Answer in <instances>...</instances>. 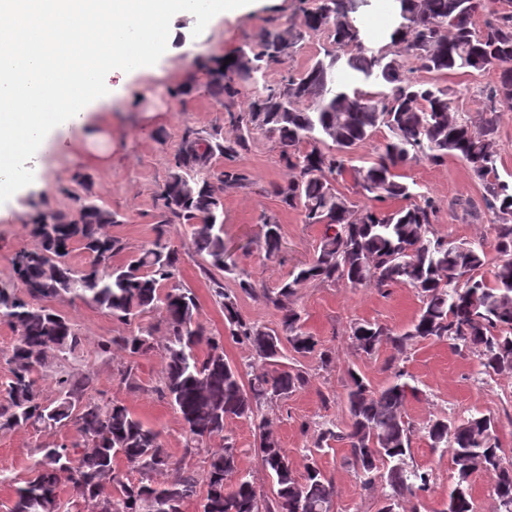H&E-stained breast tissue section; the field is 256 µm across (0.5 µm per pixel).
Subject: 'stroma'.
Returning <instances> with one entry per match:
<instances>
[{
  "label": "stroma",
  "mask_w": 512,
  "mask_h": 512,
  "mask_svg": "<svg viewBox=\"0 0 512 512\" xmlns=\"http://www.w3.org/2000/svg\"><path fill=\"white\" fill-rule=\"evenodd\" d=\"M177 25L184 31L182 52L174 58L160 57L156 73L136 78L135 103L116 97L101 106L82 134L72 136L42 158L38 185L0 203V286L16 285L13 259L17 252L40 249L41 241L32 232L38 212L72 215L80 201L96 202L117 217L116 223L104 228L105 234L122 243L115 263L127 262L160 234L178 247V282L195 294L198 322L209 333L223 337L225 358L247 373L254 352L248 343L227 337L224 308L204 271L206 262L183 225L164 221L158 193L169 178L173 156L186 132L221 140L238 134L230 114L246 109L249 96L241 94L235 103L228 104L210 95L208 85L217 58L258 52L262 31L281 28L292 36L295 46L283 60L267 63L265 79L276 84L286 73H302L323 58L332 46L331 38L305 26L299 0H254L245 13L218 19L207 33L197 29L194 18L188 16L178 18ZM413 77L451 88L455 111L474 115L483 109V90L496 82L498 71L492 68L475 76L459 73L439 77L418 70ZM388 135L387 128H380L370 142L354 149L349 171L336 182L357 205H364L366 199L355 185L353 171L369 165ZM250 141L249 150L234 161L246 175V182L224 191V242L238 269L237 274H223L224 288L235 295L236 309L243 319L276 330L285 309L292 308L300 312L306 330L319 341L318 352L293 359L294 365L307 372V384L265 406L270 430L287 449L297 476H304L314 461L333 480L334 512H378L383 489L378 484L370 488L362 485L348 462L346 447L332 442L317 449L313 442L322 422L332 420L341 427L348 424L345 394L349 370L364 374L379 389L392 380L396 368H405L418 388L417 396L409 398L405 406L413 426L407 462L432 475L429 490L421 495L423 512H440L453 482L451 458L448 451L430 446L425 426L441 417L459 420L493 415L501 446L512 460V371L485 374L477 352H459L448 342L434 339L409 341L399 352L386 346L371 355L359 350L350 337L354 323L377 322L398 335L410 328L422 301L414 290L401 285L378 290L310 281L281 306L266 302L264 292L276 290L295 267L317 253L324 228L306 223L300 210L288 208L272 194L273 184L294 176L281 157L276 139L265 129L255 128ZM403 174L416 193L437 200L436 231L480 241L488 247L483 275L492 279L498 263L492 250L493 216L481 209L483 190L468 167L452 157L439 164L420 160L406 167ZM266 216L275 217L281 226L282 247L274 256L266 255L259 245ZM242 278L251 282V292L239 287ZM54 306L76 325L82 341L75 353L48 359L38 382L45 402L57 397L54 378L58 370L92 374L95 383L89 398L124 404L160 431L165 448L177 460V467L153 472L154 482L169 484L184 472L204 478L209 454L223 448L229 437L238 451L240 471L261 494L270 495L271 478L258 456V434L250 421L234 420L225 436L208 440L205 447L186 450L181 419L156 392L164 371L166 324L161 310L146 311L127 323L77 299H59ZM131 330L152 332L154 347L150 353L133 357L116 348L111 357L101 356L103 344ZM81 440L80 432L71 425L0 430V512H10L15 488L31 476L44 448Z\"/></svg>",
  "instance_id": "35a3bbf8"
}]
</instances>
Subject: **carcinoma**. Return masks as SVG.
Masks as SVG:
<instances>
[{"label": "carcinoma", "mask_w": 512, "mask_h": 512, "mask_svg": "<svg viewBox=\"0 0 512 512\" xmlns=\"http://www.w3.org/2000/svg\"><path fill=\"white\" fill-rule=\"evenodd\" d=\"M368 0H313L304 10L312 31L329 28L335 49L325 52L305 72L290 74L276 85L258 83L263 63L274 61L293 47L286 32L267 30L261 50L238 56L226 69L253 81L247 109L234 116L239 135L218 142L188 133L174 158L173 170L160 194L164 213L185 225L196 251L209 258V268L230 270L224 245V189L245 179L228 168L215 176L206 171L219 153L234 158L249 149V133L261 126L277 137L286 166L296 176L273 187L281 202L299 209L309 224L325 226L317 255L283 279L276 294H265L277 306L308 281H338L353 287L383 289L405 285L422 297V307L409 330L401 335L377 322H358L351 338L366 354L382 346L396 351L412 339L448 340L458 351L476 350L484 371L512 369V184L497 174L498 102H512V10L489 7V0H394L397 25L388 34L392 49H367L352 14ZM484 13L483 24L474 18ZM400 50L406 62L394 58ZM354 83L336 84L341 55ZM499 69L487 87V104L476 117L452 107L448 88L413 80L424 70L439 76ZM379 82L387 89L368 92L360 85ZM209 91L219 101L239 89L224 82V71L212 73ZM302 101L310 105L301 109ZM390 136L367 167L354 170V181L372 201L417 196L401 181V170L426 159L441 163L448 157L463 161L480 182L484 208L495 214L494 247L500 256L493 282L482 275L488 255L484 243L440 235L433 229L439 211L436 200L420 201L395 210L375 205L357 207L338 191L334 181L347 170L349 154L370 141L377 129ZM117 223L114 213L88 201L68 216L46 211L32 222L41 238L38 250H21L13 261L22 285L18 291L0 286V321L18 335L9 358L10 377L3 384L0 430L28 425L75 426L86 451L65 442L43 449L36 472L16 489L12 512H69L58 488L66 479L73 493L96 501L101 512H183L197 499L205 512H332L336 487L316 462L298 479L288 451L267 428L262 404L281 399L307 383L306 373L281 361L285 350L311 353L317 340L305 331L300 314L289 309L276 331L242 319L224 283L212 278L215 296L224 305L231 337L248 343L267 368L244 383L239 370L224 357V338L210 336L197 322L194 293L177 282L180 254L157 238L126 264L112 265L121 250L119 240L101 232ZM267 254L279 251L281 228L273 217L263 218ZM89 256L88 265L73 268L67 261L71 243ZM69 297L130 321L146 310L161 308L167 337L160 396L179 415L185 447L199 448L224 434L236 419L252 421L259 435L258 454L272 480L271 497L264 499L247 475L239 472L233 443L211 453L204 487L190 473L169 485L149 483L156 470L175 467L160 440L126 406L112 400L80 399L92 385L87 374L61 371L58 397L45 403L36 375L47 359L73 353L81 344L74 324L49 302ZM118 347L132 356L148 353L152 337L129 332L112 337L103 353ZM345 404L350 422L339 428L325 421L313 442L320 449L335 441L349 448V462L363 486L380 483L385 490L378 512H400L402 503L419 498L429 474L406 463L411 426L404 406L417 387L411 375L398 370L385 387L374 388L367 377L349 371ZM433 448L450 451L455 479L448 498L454 512H474L472 476L481 470L493 475L496 512H512V463L504 461L495 418L471 416L461 420L437 418L425 427ZM138 469L132 481L117 471L116 462ZM234 478L227 483V478Z\"/></svg>", "instance_id": "cac0c4a2"}]
</instances>
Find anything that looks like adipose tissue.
Here are the masks:
<instances>
[{
  "instance_id": "adipose-tissue-1",
  "label": "adipose tissue",
  "mask_w": 512,
  "mask_h": 512,
  "mask_svg": "<svg viewBox=\"0 0 512 512\" xmlns=\"http://www.w3.org/2000/svg\"><path fill=\"white\" fill-rule=\"evenodd\" d=\"M249 0H0V195L24 190L26 160L87 125L96 108L123 94L159 54H176L174 20L242 14Z\"/></svg>"
}]
</instances>
